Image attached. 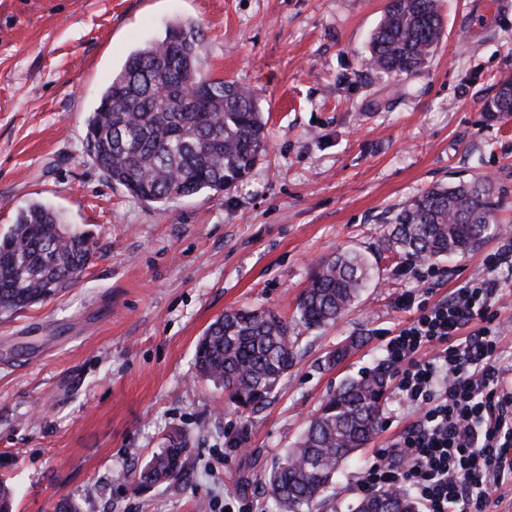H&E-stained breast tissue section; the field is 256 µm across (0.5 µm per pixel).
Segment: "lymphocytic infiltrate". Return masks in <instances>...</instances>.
Masks as SVG:
<instances>
[{
  "label": "lymphocytic infiltrate",
  "mask_w": 512,
  "mask_h": 512,
  "mask_svg": "<svg viewBox=\"0 0 512 512\" xmlns=\"http://www.w3.org/2000/svg\"><path fill=\"white\" fill-rule=\"evenodd\" d=\"M509 264L498 255L445 300L401 297L414 315L388 339L386 363L415 418L359 473L364 495L404 487L422 512H490L491 490L512 480V385L495 357L496 273Z\"/></svg>",
  "instance_id": "obj_1"
}]
</instances>
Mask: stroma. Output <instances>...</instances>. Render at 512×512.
<instances>
[{
    "label": "stroma",
    "mask_w": 512,
    "mask_h": 512,
    "mask_svg": "<svg viewBox=\"0 0 512 512\" xmlns=\"http://www.w3.org/2000/svg\"><path fill=\"white\" fill-rule=\"evenodd\" d=\"M386 0H0V236L40 202L95 254L52 299L0 313V481L16 512H280L264 476L319 403L381 364L407 293L450 296L512 245V117L484 112L512 78V0H442L445 36L421 72L367 70ZM176 21L202 34V66L254 89L269 153L236 187L165 204L114 185L86 148L89 115L128 54ZM482 175L501 223L452 261L378 250L395 207ZM363 252L375 280L334 325L304 331L268 403L237 411L200 379L197 340L224 312L291 319L317 260ZM354 337L357 348L329 356ZM412 420L387 388L378 434L315 512H349L356 477ZM185 478L140 487L173 429Z\"/></svg>",
    "instance_id": "stroma-1"
}]
</instances>
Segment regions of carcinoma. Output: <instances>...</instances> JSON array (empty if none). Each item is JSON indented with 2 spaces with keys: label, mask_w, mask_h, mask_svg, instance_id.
<instances>
[{
  "label": "carcinoma",
  "mask_w": 512,
  "mask_h": 512,
  "mask_svg": "<svg viewBox=\"0 0 512 512\" xmlns=\"http://www.w3.org/2000/svg\"><path fill=\"white\" fill-rule=\"evenodd\" d=\"M443 34L440 0H388L371 35L366 64L389 76L422 71ZM200 30L175 22L162 39L134 50L113 74L88 118L86 140L95 164L113 183L147 203L204 190L223 192L247 177L267 152L259 97L201 66ZM492 118L512 115V79L486 101ZM498 223L492 182L484 177L437 183L399 208L381 248L419 262L452 258L477 247ZM94 246L63 215L42 203L20 211L0 236V312L43 302L71 286L90 264ZM374 278L361 253L336 251L314 267L290 324L266 310L217 317L195 346L200 375L224 389L226 402L255 410L290 369L299 331L334 323ZM385 395L383 372L348 381L320 403L293 447L265 483L283 512H310L343 466L376 435ZM189 437L169 433L130 476L146 488L187 474ZM356 512H417L398 489L376 493Z\"/></svg>",
  "instance_id": "1"
}]
</instances>
